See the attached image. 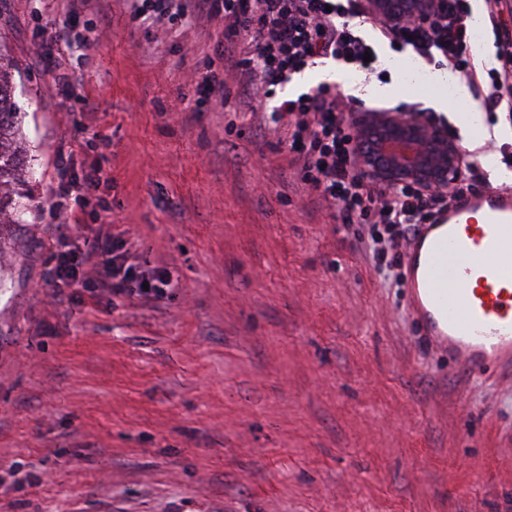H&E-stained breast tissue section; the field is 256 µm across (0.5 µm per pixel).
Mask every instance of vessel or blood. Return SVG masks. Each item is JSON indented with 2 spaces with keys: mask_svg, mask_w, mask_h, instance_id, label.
I'll use <instances>...</instances> for the list:
<instances>
[{
  "mask_svg": "<svg viewBox=\"0 0 512 512\" xmlns=\"http://www.w3.org/2000/svg\"><path fill=\"white\" fill-rule=\"evenodd\" d=\"M410 313L472 372L512 378V190L462 194L406 253Z\"/></svg>",
  "mask_w": 512,
  "mask_h": 512,
  "instance_id": "b4317fda",
  "label": "vessel or blood"
}]
</instances>
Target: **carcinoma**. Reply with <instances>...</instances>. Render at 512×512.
<instances>
[{"label": "carcinoma", "mask_w": 512, "mask_h": 512, "mask_svg": "<svg viewBox=\"0 0 512 512\" xmlns=\"http://www.w3.org/2000/svg\"><path fill=\"white\" fill-rule=\"evenodd\" d=\"M12 63L0 53V224L4 223V206H9L11 223H22L25 206L20 200L4 203V186L21 181L25 172L26 153L18 137L14 86L11 79Z\"/></svg>", "instance_id": "1"}]
</instances>
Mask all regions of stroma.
I'll return each instance as SVG.
<instances>
[{"instance_id": "obj_1", "label": "stroma", "mask_w": 512, "mask_h": 512, "mask_svg": "<svg viewBox=\"0 0 512 512\" xmlns=\"http://www.w3.org/2000/svg\"><path fill=\"white\" fill-rule=\"evenodd\" d=\"M64 0H0L17 118L33 173L23 223L0 224V512H512V379L468 376L381 282L353 236L310 202L260 124L310 72L223 110L190 114L224 69L219 22L167 30L127 0H91L83 79L58 89L36 65ZM412 51L378 47L389 74L348 70L352 112L420 106L465 148L499 154L512 124L466 127L408 88ZM97 110L91 133L81 111ZM105 160L114 236L139 270L177 288L145 306L47 282L49 189Z\"/></svg>"}]
</instances>
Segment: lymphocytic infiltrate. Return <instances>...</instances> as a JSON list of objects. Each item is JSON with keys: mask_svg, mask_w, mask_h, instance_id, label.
Listing matches in <instances>:
<instances>
[{"mask_svg": "<svg viewBox=\"0 0 512 512\" xmlns=\"http://www.w3.org/2000/svg\"><path fill=\"white\" fill-rule=\"evenodd\" d=\"M483 13L495 35L497 66L477 61L471 52L470 0H432L428 17L395 26L368 13L363 0H130L131 16L158 25L193 27L204 19L224 26V73L209 74L198 104L226 101L229 86L248 98L271 97L277 86L321 59L347 62L359 71L373 70L365 53L375 46L361 35L370 26L378 39L400 49H412L428 62L462 75L483 96L489 114L512 112V20L500 0H483ZM88 0H67L66 20L54 36L55 56L48 63L58 71V84L70 87L66 62L77 49L97 41L96 27L71 37L67 19L86 9ZM262 123L286 130L283 141L315 202L344 230L361 227L359 243L369 249L375 270L392 278L401 267L406 246L435 212L448 208L453 198L425 193L405 185L391 189L359 174L357 131L347 123L339 96L327 86L282 100L262 113ZM103 166L91 168L83 182L74 181L70 161H59L52 207L59 224L52 237L53 266L49 283L60 300H71L72 290L83 289L115 297L156 302L167 296L169 271L152 274L128 264L125 241L106 229L93 240L80 242L79 215L90 200L82 186L110 181Z\"/></svg>", "mask_w": 512, "mask_h": 512, "instance_id": "obj_1", "label": "lymphocytic infiltrate"}]
</instances>
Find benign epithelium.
Wrapping results in <instances>:
<instances>
[{"instance_id": "obj_1", "label": "benign epithelium", "mask_w": 512, "mask_h": 512, "mask_svg": "<svg viewBox=\"0 0 512 512\" xmlns=\"http://www.w3.org/2000/svg\"><path fill=\"white\" fill-rule=\"evenodd\" d=\"M373 11L392 21L425 16L427 0H368ZM362 173L391 188L451 191L467 172V152L443 128L413 113L369 112L356 119Z\"/></svg>"}]
</instances>
